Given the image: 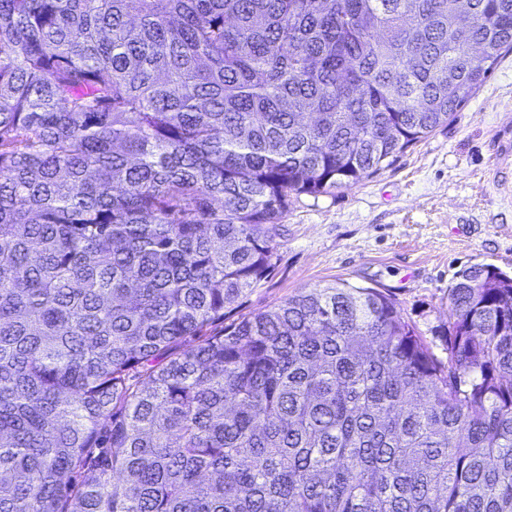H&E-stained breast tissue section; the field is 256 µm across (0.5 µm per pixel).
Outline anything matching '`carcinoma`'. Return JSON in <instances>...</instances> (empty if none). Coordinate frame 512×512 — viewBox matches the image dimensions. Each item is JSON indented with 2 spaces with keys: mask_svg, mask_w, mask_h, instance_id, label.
<instances>
[{
  "mask_svg": "<svg viewBox=\"0 0 512 512\" xmlns=\"http://www.w3.org/2000/svg\"><path fill=\"white\" fill-rule=\"evenodd\" d=\"M509 51L512 0H0V512H512V277L446 361L374 288L234 317Z\"/></svg>",
  "mask_w": 512,
  "mask_h": 512,
  "instance_id": "carcinoma-1",
  "label": "carcinoma"
}]
</instances>
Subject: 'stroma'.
I'll list each match as a JSON object with an SVG mask.
<instances>
[{"mask_svg": "<svg viewBox=\"0 0 512 512\" xmlns=\"http://www.w3.org/2000/svg\"><path fill=\"white\" fill-rule=\"evenodd\" d=\"M473 264L512 276V53L389 167L355 188L293 199L276 267L237 313L344 280L391 295L441 357L448 290Z\"/></svg>", "mask_w": 512, "mask_h": 512, "instance_id": "obj_1", "label": "stroma"}]
</instances>
